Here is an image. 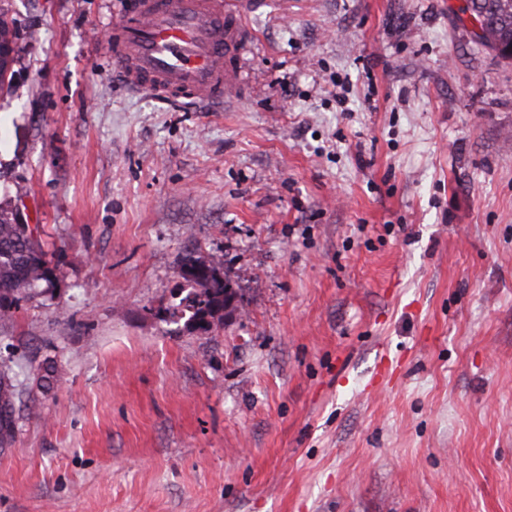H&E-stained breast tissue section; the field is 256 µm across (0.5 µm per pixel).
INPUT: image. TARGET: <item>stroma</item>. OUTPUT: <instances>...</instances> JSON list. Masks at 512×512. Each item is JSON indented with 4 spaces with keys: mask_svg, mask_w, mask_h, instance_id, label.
Segmentation results:
<instances>
[{
    "mask_svg": "<svg viewBox=\"0 0 512 512\" xmlns=\"http://www.w3.org/2000/svg\"><path fill=\"white\" fill-rule=\"evenodd\" d=\"M130 0H9L0 201L57 251L0 356L57 363L0 512H512V63L462 0H258L220 107L131 89ZM237 311L162 320L184 257Z\"/></svg>",
    "mask_w": 512,
    "mask_h": 512,
    "instance_id": "obj_1",
    "label": "stroma"
}]
</instances>
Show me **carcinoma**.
<instances>
[{"instance_id": "1", "label": "carcinoma", "mask_w": 512, "mask_h": 512, "mask_svg": "<svg viewBox=\"0 0 512 512\" xmlns=\"http://www.w3.org/2000/svg\"><path fill=\"white\" fill-rule=\"evenodd\" d=\"M461 12L482 24L483 34L477 37L480 45L500 49V58L512 60V54H505L512 49V0H465ZM15 209L10 202H0V340L8 337L20 302L40 287L45 291L56 288L62 274L59 258L42 238L41 225H35L36 236L27 235L17 224ZM221 265L216 258L185 259L180 276L192 291L165 309V314L171 318L185 316L188 325L208 331L207 318L224 308L228 283L219 275ZM25 392L14 365L0 360V448L10 447L15 438V402Z\"/></svg>"}]
</instances>
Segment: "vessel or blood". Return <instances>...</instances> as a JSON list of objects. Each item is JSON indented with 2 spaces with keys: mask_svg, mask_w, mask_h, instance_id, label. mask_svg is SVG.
I'll list each match as a JSON object with an SVG mask.
<instances>
[{
  "mask_svg": "<svg viewBox=\"0 0 512 512\" xmlns=\"http://www.w3.org/2000/svg\"><path fill=\"white\" fill-rule=\"evenodd\" d=\"M252 0H133L112 42V64L136 89L222 102L241 83Z\"/></svg>",
  "mask_w": 512,
  "mask_h": 512,
  "instance_id": "1",
  "label": "vessel or blood"
}]
</instances>
